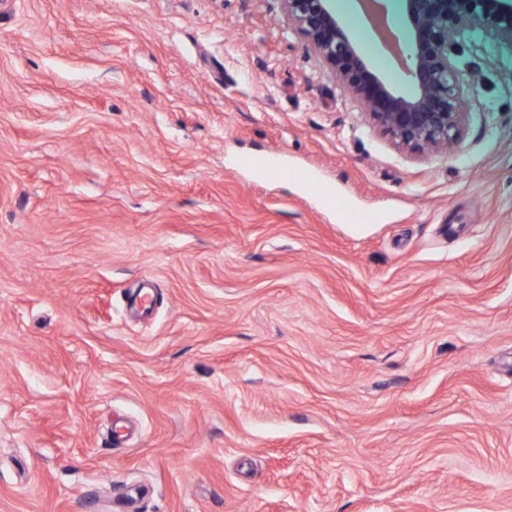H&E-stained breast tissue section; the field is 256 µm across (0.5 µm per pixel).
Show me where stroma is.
<instances>
[{
  "instance_id": "1",
  "label": "stroma",
  "mask_w": 512,
  "mask_h": 512,
  "mask_svg": "<svg viewBox=\"0 0 512 512\" xmlns=\"http://www.w3.org/2000/svg\"><path fill=\"white\" fill-rule=\"evenodd\" d=\"M461 63L404 156L278 0H0V512H512V45Z\"/></svg>"
}]
</instances>
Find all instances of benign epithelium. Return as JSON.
<instances>
[{
    "instance_id": "1",
    "label": "benign epithelium",
    "mask_w": 512,
    "mask_h": 512,
    "mask_svg": "<svg viewBox=\"0 0 512 512\" xmlns=\"http://www.w3.org/2000/svg\"><path fill=\"white\" fill-rule=\"evenodd\" d=\"M279 2L287 24L371 127L408 155L446 152L462 138L465 107L475 89L458 65L464 50L460 37L478 29L490 42H512V7L504 0H402L409 31L403 46L392 40L383 0H361L377 36L411 84L410 92L401 93L362 52L331 0Z\"/></svg>"
}]
</instances>
